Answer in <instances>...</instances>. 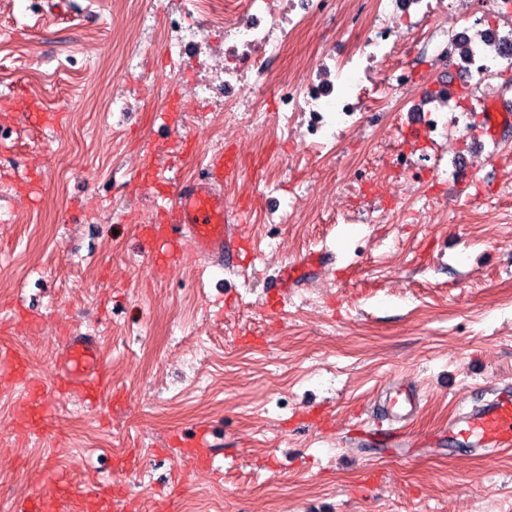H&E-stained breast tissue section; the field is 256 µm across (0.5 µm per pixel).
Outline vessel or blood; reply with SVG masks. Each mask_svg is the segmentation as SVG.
<instances>
[{
  "label": "vessel or blood",
  "mask_w": 512,
  "mask_h": 512,
  "mask_svg": "<svg viewBox=\"0 0 512 512\" xmlns=\"http://www.w3.org/2000/svg\"><path fill=\"white\" fill-rule=\"evenodd\" d=\"M477 121L483 135L497 139L501 132L512 128V99L499 97L486 103ZM238 171L232 151L208 155L198 177L168 195L160 208L161 221L151 225L141 239V251L160 257L161 267L167 268L184 260L183 240L188 237L209 263L235 267L241 252L240 228L230 223V209L216 187ZM65 351V362L46 382L31 376L26 360L14 347L0 344V369L20 378L25 387L16 406L20 426L48 440L54 435L52 407L57 395H78L87 408L93 409L109 389L95 337L73 334L65 340ZM419 405L418 397L409 390L403 398L390 399L387 413L392 422L400 423L413 418ZM448 437L459 448L512 449V388H502L493 399L450 417ZM167 443L190 454L200 465L213 463L214 433L208 424L173 431ZM47 472L54 494L30 495L15 503L14 512H116L120 496L111 487L85 491L52 461L47 464Z\"/></svg>",
  "instance_id": "1"
}]
</instances>
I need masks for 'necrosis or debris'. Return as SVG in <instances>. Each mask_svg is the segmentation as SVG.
Instances as JSON below:
<instances>
[{"label": "necrosis or debris", "mask_w": 512, "mask_h": 512, "mask_svg": "<svg viewBox=\"0 0 512 512\" xmlns=\"http://www.w3.org/2000/svg\"><path fill=\"white\" fill-rule=\"evenodd\" d=\"M471 0H365L360 13L347 18L344 52L335 43L319 46L318 61L295 74L275 72L268 59L280 55L308 22L330 14L333 0H277L274 10L261 12L253 0H182L181 17L166 15L159 40L167 51L203 47L202 30L185 26L183 15L208 8L224 26L221 55L209 63L199 92H224V112H259L267 88L276 91L273 109L294 122L302 139L324 140L333 119L354 120L356 114L388 111L416 91L411 72L396 58L407 47L401 26L411 17L425 20L429 37L445 34L447 14L465 16L470 29L465 68L475 93L488 96L489 78L512 64V37L485 26L471 14Z\"/></svg>", "instance_id": "1"}]
</instances>
